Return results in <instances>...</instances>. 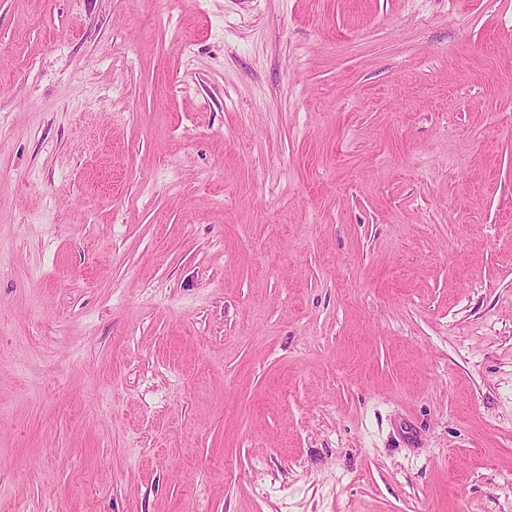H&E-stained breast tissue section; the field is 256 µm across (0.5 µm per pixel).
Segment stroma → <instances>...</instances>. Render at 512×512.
I'll use <instances>...</instances> for the list:
<instances>
[{
  "instance_id": "stroma-1",
  "label": "stroma",
  "mask_w": 512,
  "mask_h": 512,
  "mask_svg": "<svg viewBox=\"0 0 512 512\" xmlns=\"http://www.w3.org/2000/svg\"><path fill=\"white\" fill-rule=\"evenodd\" d=\"M0 512H512V0H0Z\"/></svg>"
}]
</instances>
